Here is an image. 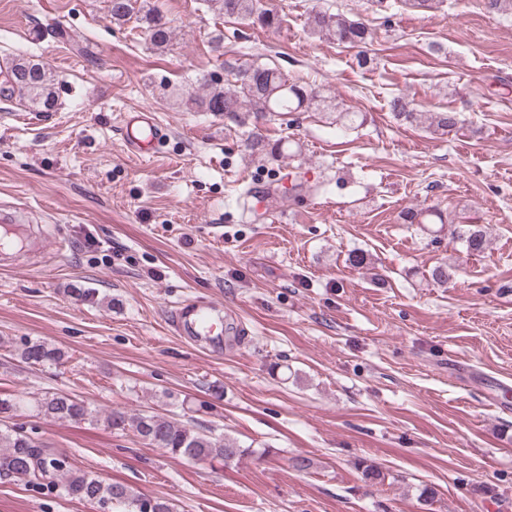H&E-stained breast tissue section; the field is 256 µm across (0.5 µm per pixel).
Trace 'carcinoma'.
I'll use <instances>...</instances> for the list:
<instances>
[{"instance_id": "obj_1", "label": "carcinoma", "mask_w": 512, "mask_h": 512, "mask_svg": "<svg viewBox=\"0 0 512 512\" xmlns=\"http://www.w3.org/2000/svg\"><path fill=\"white\" fill-rule=\"evenodd\" d=\"M209 2L214 10L226 17L246 20L262 28L276 29L281 23L280 15L264 7L261 0ZM133 10L132 0H110V18L115 24L125 23ZM142 21L147 25L153 46H170L172 30L159 13L149 8L143 14ZM308 28L312 35L359 48L356 55L359 67L366 68L372 63V58L364 50L372 39V32L364 22L340 11L314 10L308 17ZM223 67L225 72L234 76L235 89H224L220 80L212 77L209 91L200 97L188 98L185 104L214 116H222L226 112H251L258 117L282 121L294 112L319 110L336 113V122L349 128L361 126L358 113L336 111L326 99L314 95L299 82L288 79L276 67L257 62L240 66L227 60L223 62ZM8 75L11 76V94L18 96L20 101L38 112L55 109L57 100L52 73L45 63L16 56L9 62ZM390 110L397 119L409 123L422 118V113L402 96L392 97ZM428 120V129L441 137L453 132L459 123L458 113L452 111L433 112ZM248 147L253 152L279 157L288 152V141L280 139L270 143L255 134L248 141ZM401 219L405 224L445 223L443 213L430 208H408L401 212ZM461 240L465 243L466 251L473 255L483 253L487 247L486 235L477 227L464 231ZM64 357L62 349L50 347L42 341H28L21 350V358L32 366H58L63 364ZM36 408L38 413L58 421H82L91 414L83 399L68 392L52 393L39 400ZM104 420L116 431H133L152 448L191 460L227 462L243 452L235 441L223 434L207 428H190L155 411L130 415L124 410L114 409L105 415ZM54 474L61 476V482L58 485L48 482L51 489L58 488L68 497L76 492L78 499L104 506L107 512H114L116 508H124L127 512H173L171 505L161 498L139 495L124 484H105L75 468L68 456L45 452L19 426L4 431L0 429V478H13L41 486V479Z\"/></svg>"}]
</instances>
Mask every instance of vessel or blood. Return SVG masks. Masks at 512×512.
<instances>
[{
    "label": "vessel or blood",
    "mask_w": 512,
    "mask_h": 512,
    "mask_svg": "<svg viewBox=\"0 0 512 512\" xmlns=\"http://www.w3.org/2000/svg\"><path fill=\"white\" fill-rule=\"evenodd\" d=\"M121 135L127 152L139 158L156 148L166 138L167 132L154 112L136 109L123 114ZM0 228L18 235L21 246H28L24 216L20 211L1 209ZM170 327L186 342L213 353L223 351L225 336H237L244 330L243 322L232 310L213 300L181 303L171 313Z\"/></svg>",
    "instance_id": "obj_1"
}]
</instances>
